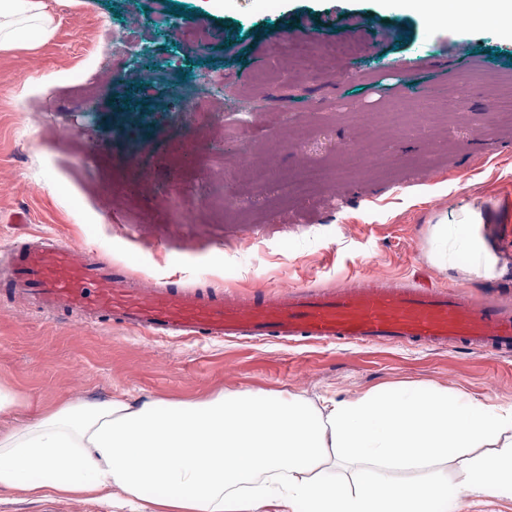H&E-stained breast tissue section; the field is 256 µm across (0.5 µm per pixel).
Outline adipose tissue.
Returning <instances> with one entry per match:
<instances>
[{"label": "adipose tissue", "instance_id": "adipose-tissue-1", "mask_svg": "<svg viewBox=\"0 0 512 512\" xmlns=\"http://www.w3.org/2000/svg\"><path fill=\"white\" fill-rule=\"evenodd\" d=\"M430 22L448 12L474 25H512V0H419ZM54 34L46 0H0V50L21 31ZM464 207L431 225L426 255L439 270L503 275L484 227ZM27 402L0 384V490L83 496L133 512H439L448 484L434 468L464 448L462 491L512 497V408L397 385L313 404L249 391L203 401L66 402L25 419Z\"/></svg>", "mask_w": 512, "mask_h": 512}]
</instances>
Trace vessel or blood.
I'll return each mask as SVG.
<instances>
[{"mask_svg": "<svg viewBox=\"0 0 512 512\" xmlns=\"http://www.w3.org/2000/svg\"><path fill=\"white\" fill-rule=\"evenodd\" d=\"M13 284L42 310L87 322L113 321L154 335L215 339L229 336L304 338L359 345L466 344L512 354V316L476 305L453 290L369 276L333 288L298 285L285 292L137 283L128 269L92 260L38 233L14 244Z\"/></svg>", "mask_w": 512, "mask_h": 512, "instance_id": "obj_1", "label": "vessel or blood"}]
</instances>
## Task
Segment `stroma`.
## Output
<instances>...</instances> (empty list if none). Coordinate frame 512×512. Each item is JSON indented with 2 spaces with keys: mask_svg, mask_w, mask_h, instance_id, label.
<instances>
[{
  "mask_svg": "<svg viewBox=\"0 0 512 512\" xmlns=\"http://www.w3.org/2000/svg\"><path fill=\"white\" fill-rule=\"evenodd\" d=\"M48 2L53 37L0 50V383L28 398L29 415L121 392L316 401L399 383L512 407V356L83 324L13 292L8 253L22 234L50 231L148 285L241 291L423 274L512 314V247L491 281L426 257L430 224L466 205L499 219L512 196V115L484 110L512 91V28H444L412 0ZM129 19L152 36L117 63L99 35ZM343 43L349 54H337ZM85 82L95 97H77ZM137 168L153 192L132 183ZM312 170L326 179L288 190ZM438 471L453 512H512V497L459 492L457 462ZM0 512L112 510L1 490Z\"/></svg>",
  "mask_w": 512,
  "mask_h": 512,
  "instance_id": "stroma-1",
  "label": "stroma"
}]
</instances>
